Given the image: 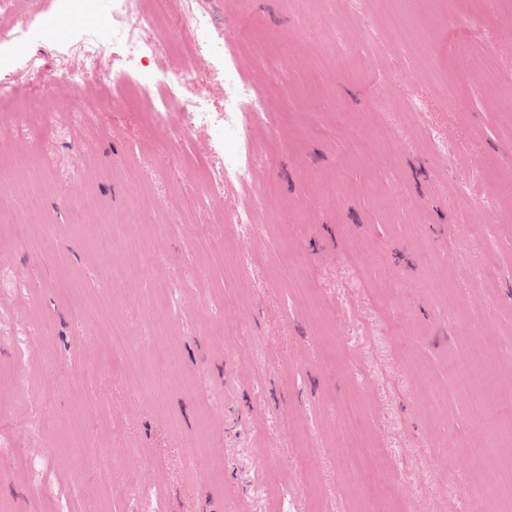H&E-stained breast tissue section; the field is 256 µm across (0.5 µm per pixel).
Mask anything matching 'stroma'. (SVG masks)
<instances>
[{"mask_svg":"<svg viewBox=\"0 0 512 512\" xmlns=\"http://www.w3.org/2000/svg\"><path fill=\"white\" fill-rule=\"evenodd\" d=\"M196 7L193 40L231 39L268 106L252 184L220 202L205 172L223 168L233 134L203 129L178 152L137 95L55 83L82 31L111 43V0L89 20L63 19L57 0H0V27L29 33L23 59H0V165L19 151L39 163L0 191V215L32 235L0 223V275L28 288L24 304L0 288V317L29 338L24 372L0 348V437L23 452L0 460V512H126L118 483L151 486L167 512H462L471 458L493 457L486 484L512 474V444L477 428L447 369L502 344L484 392L512 393V85L498 79L512 75V0ZM397 9L421 41L399 59L385 31ZM190 61L224 111L221 67L179 46L166 64ZM475 170L496 201L489 219L457 194ZM252 193L266 231L240 242L229 218ZM108 207L128 224L115 252L153 235L145 274L83 238ZM244 252L246 273L226 280L219 257ZM179 265L197 288L158 342L154 298ZM114 331L134 346L121 374L108 370ZM170 345L182 368L152 388L142 363L161 365ZM350 395L366 464L350 446Z\"/></svg>","mask_w":512,"mask_h":512,"instance_id":"1","label":"stroma"}]
</instances>
